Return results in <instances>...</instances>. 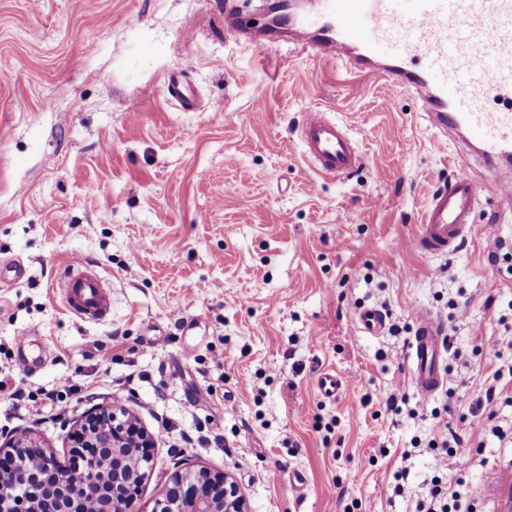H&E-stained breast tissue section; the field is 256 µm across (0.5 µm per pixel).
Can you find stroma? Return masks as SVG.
Here are the masks:
<instances>
[{"instance_id":"1","label":"stroma","mask_w":512,"mask_h":512,"mask_svg":"<svg viewBox=\"0 0 512 512\" xmlns=\"http://www.w3.org/2000/svg\"><path fill=\"white\" fill-rule=\"evenodd\" d=\"M229 9L261 23L266 2L0 0V267L25 270L0 276V436L34 432L65 463L87 410H126L156 439L139 512L187 465L229 474L249 512H416L456 438L460 512H498L512 204L483 194L464 246L421 250L428 200L472 159L407 90L360 94L346 65L225 40ZM174 74L192 107L171 98ZM314 107L366 156L344 178L302 155ZM75 257L111 286L106 323H82L52 288ZM363 307L386 314L381 335L357 328ZM421 311L447 336V384L427 400L407 363ZM325 374L339 399L320 393ZM63 378L60 416L12 398ZM490 387L491 418L473 417Z\"/></svg>"}]
</instances>
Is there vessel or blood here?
I'll list each match as a JSON object with an SVG mask.
<instances>
[{
    "instance_id": "obj_1",
    "label": "vessel or blood",
    "mask_w": 512,
    "mask_h": 512,
    "mask_svg": "<svg viewBox=\"0 0 512 512\" xmlns=\"http://www.w3.org/2000/svg\"><path fill=\"white\" fill-rule=\"evenodd\" d=\"M287 25L302 51L347 62L357 90L378 79L411 90L441 133L461 135L489 157L512 156V113L486 108L490 100L512 103V0H307L305 17H288ZM224 35L260 45L277 33L271 27L252 32L249 21L229 16ZM300 139L319 176L341 178L363 162L357 143L320 109L304 113ZM487 191L512 198V181L462 175L436 190L421 214L418 245L454 250L468 238ZM55 286L81 321L100 324L110 316L111 290L83 259H72ZM356 324L377 335L386 320L367 307ZM444 353L443 323L433 313H419L408 358L411 384L422 397L445 385Z\"/></svg>"
}]
</instances>
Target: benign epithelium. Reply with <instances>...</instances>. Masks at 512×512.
I'll use <instances>...</instances> for the list:
<instances>
[{
  "instance_id": "1",
  "label": "benign epithelium",
  "mask_w": 512,
  "mask_h": 512,
  "mask_svg": "<svg viewBox=\"0 0 512 512\" xmlns=\"http://www.w3.org/2000/svg\"><path fill=\"white\" fill-rule=\"evenodd\" d=\"M69 465L39 439L21 435L0 447V512H137L154 442L124 412L91 409L70 434ZM155 512H247L237 486L219 472L187 468L161 491Z\"/></svg>"
}]
</instances>
